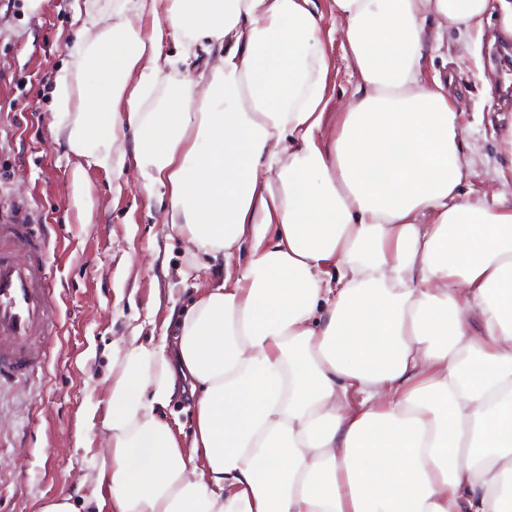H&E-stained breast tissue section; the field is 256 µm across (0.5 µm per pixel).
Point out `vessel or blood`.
<instances>
[{
  "mask_svg": "<svg viewBox=\"0 0 512 512\" xmlns=\"http://www.w3.org/2000/svg\"><path fill=\"white\" fill-rule=\"evenodd\" d=\"M60 308L48 287L42 239L26 219L0 222V381L44 369Z\"/></svg>",
  "mask_w": 512,
  "mask_h": 512,
  "instance_id": "1",
  "label": "vessel or blood"
}]
</instances>
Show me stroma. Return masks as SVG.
<instances>
[{
	"instance_id": "1",
	"label": "stroma",
	"mask_w": 512,
	"mask_h": 512,
	"mask_svg": "<svg viewBox=\"0 0 512 512\" xmlns=\"http://www.w3.org/2000/svg\"><path fill=\"white\" fill-rule=\"evenodd\" d=\"M331 60L325 133L333 135L356 78L335 34L333 0H317ZM70 0H0V215L27 214L44 235L49 288L59 301V333L44 375L0 386V512H39L47 500L82 503L92 467L87 441H100L101 418L89 413L112 375V346L141 328L172 337L171 310L191 305L215 285L207 258L168 238L165 207L149 203L132 171L82 163L53 127L56 78L71 95L88 74L70 54L77 41ZM488 9L481 33L449 28L431 45L428 76L448 81L458 110L463 155L473 174L462 192L488 204H512L503 139L512 105L497 92V61L511 42Z\"/></svg>"
}]
</instances>
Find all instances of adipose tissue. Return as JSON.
Masks as SVG:
<instances>
[{"instance_id":"adipose-tissue-1","label":"adipose tissue","mask_w":512,"mask_h":512,"mask_svg":"<svg viewBox=\"0 0 512 512\" xmlns=\"http://www.w3.org/2000/svg\"><path fill=\"white\" fill-rule=\"evenodd\" d=\"M492 3L512 36V0H334L358 82L329 137L315 0H115L127 37L74 45L94 80L58 134L134 159L218 279L173 343L113 346L93 512H512V207L463 195L425 75ZM180 393L187 441L162 415Z\"/></svg>"}]
</instances>
